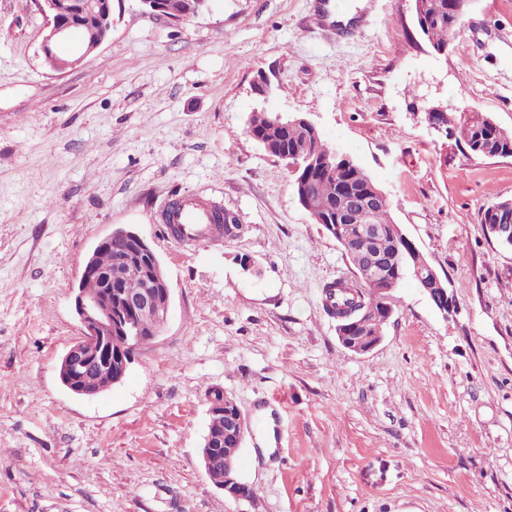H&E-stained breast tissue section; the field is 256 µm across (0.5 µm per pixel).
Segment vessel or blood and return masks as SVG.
I'll return each instance as SVG.
<instances>
[{"instance_id":"1","label":"vessel or blood","mask_w":512,"mask_h":512,"mask_svg":"<svg viewBox=\"0 0 512 512\" xmlns=\"http://www.w3.org/2000/svg\"><path fill=\"white\" fill-rule=\"evenodd\" d=\"M219 213L217 206L190 193L165 204L158 219L176 242L192 246L199 242L224 241V226L218 219Z\"/></svg>"}]
</instances>
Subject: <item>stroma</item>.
Listing matches in <instances>:
<instances>
[{
  "label": "stroma",
  "mask_w": 512,
  "mask_h": 512,
  "mask_svg": "<svg viewBox=\"0 0 512 512\" xmlns=\"http://www.w3.org/2000/svg\"><path fill=\"white\" fill-rule=\"evenodd\" d=\"M324 2L210 0L174 25L113 0L109 39L56 71L41 0H0V512H512V249L478 221L512 200V157L424 116L512 130V0H469L442 53L410 0H350L334 29ZM262 110L303 115L371 177L452 316L407 279L374 350L340 344L322 290L353 273L249 136ZM186 193L234 212L237 237L167 236L156 211ZM119 226L158 256L170 316L121 384L81 398L56 366L84 259ZM215 389L246 420L248 501L204 469ZM426 120L428 126L439 134L447 132V124L448 130L456 131L469 151L477 157L489 158L488 153H499L495 157H512V131L497 125L487 116L473 113L457 117L455 113H443L440 108L433 107L427 110Z\"/></svg>",
  "instance_id": "obj_1"
}]
</instances>
